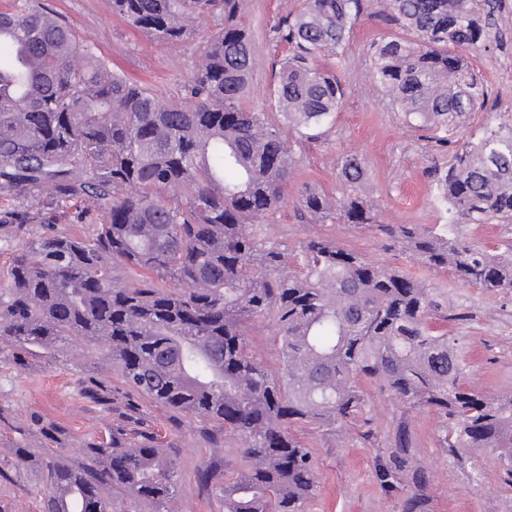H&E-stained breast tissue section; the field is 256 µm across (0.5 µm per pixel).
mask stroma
Returning <instances> with one entry per match:
<instances>
[{"instance_id":"35a3bbf8","label":"stroma","mask_w":512,"mask_h":512,"mask_svg":"<svg viewBox=\"0 0 512 512\" xmlns=\"http://www.w3.org/2000/svg\"><path fill=\"white\" fill-rule=\"evenodd\" d=\"M245 21L251 32L253 86L248 103L267 111V95L279 69L283 50L269 35L281 16L295 13L298 0H248ZM62 15L80 40L92 43L112 69L153 89L162 100H178L200 63V47L215 31L214 24L198 25L192 37L178 45L153 40L129 27L112 11V0H45ZM384 0H366L354 21L349 43L340 57L325 58L335 70L344 100L331 128L316 142L299 143L288 134L296 164L288 184V198L265 218L268 241L285 253L321 236L383 266L395 267L429 287L447 292L454 313L432 321L435 334L447 336L462 353L467 383L488 396L512 395V292L490 291L461 281L452 269H439L411 259L403 249L387 246L368 226L301 216L298 193L315 187L340 196L341 159L347 154L366 158L370 179L367 198L383 224H447L452 215L438 198L432 172L448 164L452 150L438 147L409 128L401 112L374 82L369 49L375 42L397 35L382 15ZM496 41L487 50L470 53L476 73L490 86L485 111L473 113L459 128L460 143L475 141L485 126L512 125V0H504L493 17ZM247 346L270 374L283 371L275 322L257 320L246 326ZM96 352L90 343L65 346L59 358H29L0 365V512H38L41 486L39 465L50 443L48 427L61 435L60 452L72 465L84 461L83 442L93 435L122 431L156 437L177 464L176 491L166 512H224L216 489L225 472L242 469V441L198 417L173 411L131 390L117 368L95 369ZM97 379L111 388L107 405L80 394L83 382ZM367 422L337 431L299 430L317 469L318 489L305 512H402L405 492L385 493L374 475L373 460L390 441L399 423L413 435L414 458L427 474L430 512H512V476L493 456L482 460L481 474L469 462L445 453L438 443L439 418L431 411L412 409L389 392L366 385ZM375 437L364 441L365 429ZM22 442L30 464L15 473L8 446Z\"/></svg>"}]
</instances>
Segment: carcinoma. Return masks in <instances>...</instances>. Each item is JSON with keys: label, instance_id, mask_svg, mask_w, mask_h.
I'll return each mask as SVG.
<instances>
[{"label": "carcinoma", "instance_id": "carcinoma-1", "mask_svg": "<svg viewBox=\"0 0 512 512\" xmlns=\"http://www.w3.org/2000/svg\"><path fill=\"white\" fill-rule=\"evenodd\" d=\"M245 0H112L132 28L163 43L216 32L183 99L164 101L112 71L42 0H18L15 35L0 38V363L59 355L96 341L135 392L206 419L244 440L245 468L217 487L224 512H302L316 466L293 427L331 431L364 414V383L442 422L450 454L478 449L512 472V396L488 398L465 382L466 363L430 319L448 294L378 266L325 238L282 250L255 222L276 212L295 165L286 129L315 140L343 98L320 65L343 54L363 0H301L270 32L283 45L269 89L277 113L244 106L252 79ZM405 36L376 44L372 74L408 127L446 146L463 118L482 112L488 85L464 51L486 49L489 0H387ZM440 197L463 224L512 223V128L486 127L434 172ZM342 197L308 186L299 202L318 223L371 224L415 260L453 268L488 290L512 289V259L467 242L453 225L379 224L364 197L369 166L343 157ZM47 224L41 233L35 225ZM55 224H86L83 234ZM120 268L144 273L130 284ZM272 316L284 372L249 354L245 324ZM75 467L51 452L41 467L40 512H114L109 486L164 504L176 461L153 437L111 432L83 444ZM374 472L404 512H429L427 476L397 426Z\"/></svg>", "mask_w": 512, "mask_h": 512}]
</instances>
